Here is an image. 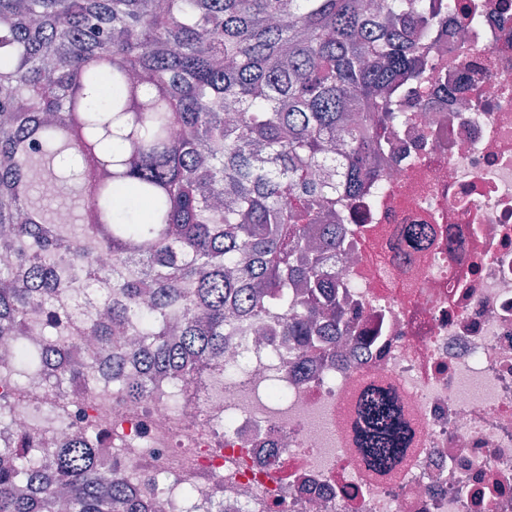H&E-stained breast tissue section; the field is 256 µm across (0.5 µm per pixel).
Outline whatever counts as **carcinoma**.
Returning <instances> with one entry per match:
<instances>
[{"instance_id":"1","label":"carcinoma","mask_w":512,"mask_h":512,"mask_svg":"<svg viewBox=\"0 0 512 512\" xmlns=\"http://www.w3.org/2000/svg\"><path fill=\"white\" fill-rule=\"evenodd\" d=\"M454 0H0V336L38 310L47 356L65 380L68 348L154 313L136 349L145 373L202 377L242 318L271 317L302 353L348 334L326 267L350 230L336 201L360 197L384 141L417 99ZM150 103L147 111L139 100ZM178 128L181 136L171 137ZM85 220L34 200L32 170ZM93 243L112 260L106 315L74 318L56 270L92 284ZM367 462L389 469L407 448L395 403L362 410ZM53 468L0 448V512H153L112 473L95 438L48 448Z\"/></svg>"}]
</instances>
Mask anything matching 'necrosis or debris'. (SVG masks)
Wrapping results in <instances>:
<instances>
[{
  "mask_svg": "<svg viewBox=\"0 0 512 512\" xmlns=\"http://www.w3.org/2000/svg\"><path fill=\"white\" fill-rule=\"evenodd\" d=\"M465 39L449 20L407 123L392 140L376 205L349 214L356 335L373 347L311 350L295 358L270 323L247 321L225 347L219 377L161 373L128 399L140 364L112 349L75 351L93 384L52 387L38 318L0 338V446L21 434L63 442L101 438L117 474L160 512H512V0H460ZM496 76L483 91V68ZM425 224L421 249L399 240ZM103 276L71 284L72 309L99 314ZM390 395L410 429L389 473L362 462L355 425L362 397Z\"/></svg>",
  "mask_w": 512,
  "mask_h": 512,
  "instance_id": "1",
  "label": "necrosis or debris"
}]
</instances>
